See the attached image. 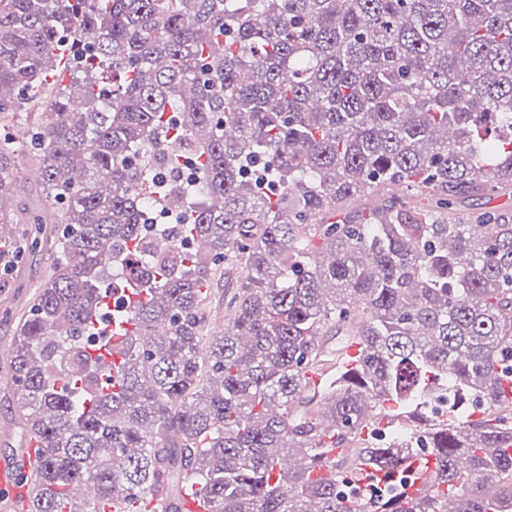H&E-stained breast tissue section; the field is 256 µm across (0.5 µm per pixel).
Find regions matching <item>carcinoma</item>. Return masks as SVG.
Here are the masks:
<instances>
[{"label":"carcinoma","instance_id":"cac0c4a2","mask_svg":"<svg viewBox=\"0 0 512 512\" xmlns=\"http://www.w3.org/2000/svg\"><path fill=\"white\" fill-rule=\"evenodd\" d=\"M5 112L24 512H512V0H0ZM464 208L470 209H497L512 213V193L501 194L499 196L485 197L480 199H470L461 203Z\"/></svg>","mask_w":512,"mask_h":512}]
</instances>
